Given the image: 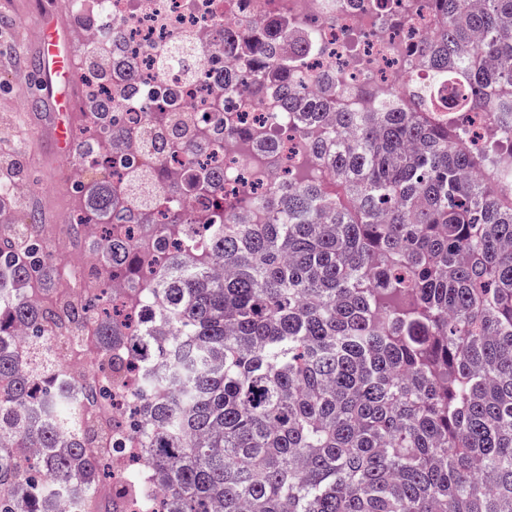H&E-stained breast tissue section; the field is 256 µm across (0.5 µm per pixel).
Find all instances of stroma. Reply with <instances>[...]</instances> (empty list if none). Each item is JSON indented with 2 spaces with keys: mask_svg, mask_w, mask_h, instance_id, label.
<instances>
[{
  "mask_svg": "<svg viewBox=\"0 0 512 512\" xmlns=\"http://www.w3.org/2000/svg\"><path fill=\"white\" fill-rule=\"evenodd\" d=\"M62 0H0V159L14 160L40 194L48 223H68L73 201L66 163L47 136L48 112L34 82L18 78L16 54L30 53L29 29L39 7L60 9Z\"/></svg>",
  "mask_w": 512,
  "mask_h": 512,
  "instance_id": "35a3bbf8",
  "label": "stroma"
}]
</instances>
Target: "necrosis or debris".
<instances>
[{"label":"necrosis or debris","mask_w":512,"mask_h":512,"mask_svg":"<svg viewBox=\"0 0 512 512\" xmlns=\"http://www.w3.org/2000/svg\"><path fill=\"white\" fill-rule=\"evenodd\" d=\"M73 5L81 43L94 48L99 65L98 76H80V105L89 114L83 136L99 137L92 114L107 97L121 105L123 129L109 137L104 152L71 164L69 174L83 179L101 164H109L112 174L104 181L106 192L136 213L135 223L113 225L112 234L134 239L139 249L149 251L148 268L154 272L164 269L166 253L153 249L152 241L172 215L189 216L193 232L177 240L176 246L190 253L204 248L214 227L224 221L212 205L174 192L189 174L182 158L170 150L172 139L183 129L200 130L212 123L215 109H223V135L197 156L215 160L223 170L224 180L215 195L247 224L261 223L258 202L272 190L276 172L308 163L306 136L299 133L280 98L273 93L258 100L250 95L237 69V32L285 15L317 33L321 50L310 57L305 72H335L340 97L350 101L354 90L363 86L384 93L424 77L420 54L409 52L408 46L422 41L434 27L432 16L423 10L417 11L411 26H383L367 10L365 0H73ZM107 23L115 32L109 40L102 36ZM179 43L196 52L195 77L167 63ZM167 93L178 95L180 104L165 122H155L143 104L162 101ZM245 124L275 140V151H268L264 141L239 140L234 129ZM43 237L57 239L60 249V287L51 321L53 356L65 377L85 387L102 385L111 376L104 366L106 355L97 327L87 322L82 335L71 336L70 310L108 293L113 306L130 318L127 333L136 334L144 319L142 311L130 306L135 284L117 277L104 280L72 225H44ZM139 396V377L131 374L111 405L83 404V413L103 432L94 440V448L108 451L113 419Z\"/></svg>","instance_id":"obj_1"}]
</instances>
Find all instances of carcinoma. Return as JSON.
Wrapping results in <instances>:
<instances>
[{
	"label": "carcinoma",
	"mask_w": 512,
	"mask_h": 512,
	"mask_svg": "<svg viewBox=\"0 0 512 512\" xmlns=\"http://www.w3.org/2000/svg\"><path fill=\"white\" fill-rule=\"evenodd\" d=\"M409 25L427 8V82L359 107L296 84L320 49L282 19L240 47L257 97L276 91L303 130L314 175L282 182L262 224L224 216L209 253L176 257L146 282L178 328L171 345L149 328L128 336L106 296L96 318L120 386L149 370L124 417L143 431L139 466L164 487L161 512H512V146L492 160L457 137L479 115L512 135V0H370ZM298 43L286 56L283 39ZM190 168L180 191L211 192L212 167L180 141ZM105 273L138 279L128 220L92 186ZM44 239L0 224V512H53L43 491L70 488L96 512L93 485L112 476L88 451L85 422L58 367L42 360L55 291ZM26 330L20 361L8 327ZM147 484L112 488L108 512H129Z\"/></svg>",
	"instance_id": "cac0c4a2"
}]
</instances>
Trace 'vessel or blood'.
<instances>
[{"label":"vessel or blood","mask_w":512,"mask_h":512,"mask_svg":"<svg viewBox=\"0 0 512 512\" xmlns=\"http://www.w3.org/2000/svg\"><path fill=\"white\" fill-rule=\"evenodd\" d=\"M34 42L36 53L22 66V74L29 78L38 77L49 86L59 87V94L51 98L52 111H72L70 91L76 80L71 59L72 48L58 13L46 9L40 11L34 29Z\"/></svg>","instance_id":"1"}]
</instances>
